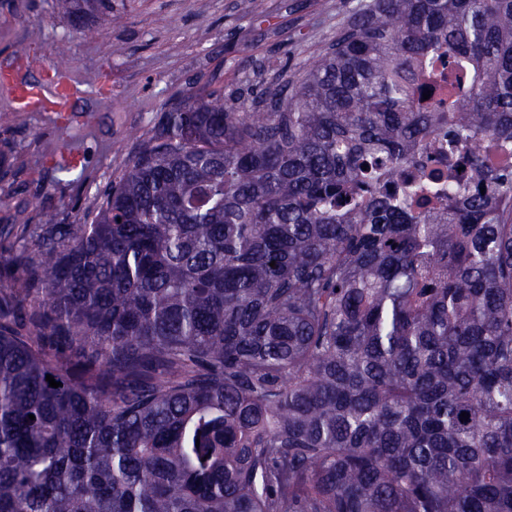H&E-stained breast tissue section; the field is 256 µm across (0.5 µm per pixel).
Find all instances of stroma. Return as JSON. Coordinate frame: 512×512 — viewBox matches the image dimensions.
<instances>
[{
  "mask_svg": "<svg viewBox=\"0 0 512 512\" xmlns=\"http://www.w3.org/2000/svg\"><path fill=\"white\" fill-rule=\"evenodd\" d=\"M359 0H265L256 18L247 0H97L72 24L56 0H0V68L20 42L54 60L66 47L83 94L86 124L60 137L48 115L16 109L0 89V228L93 218L112 182L134 160L167 102L224 89L260 95L279 75L297 77L326 54ZM120 23L105 21L107 13ZM110 75L113 107L90 87ZM82 176L56 182L45 158L71 147Z\"/></svg>",
  "mask_w": 512,
  "mask_h": 512,
  "instance_id": "35a3bbf8",
  "label": "stroma"
}]
</instances>
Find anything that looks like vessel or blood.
Instances as JSON below:
<instances>
[{"instance_id":"1","label":"vessel or blood","mask_w":512,"mask_h":512,"mask_svg":"<svg viewBox=\"0 0 512 512\" xmlns=\"http://www.w3.org/2000/svg\"><path fill=\"white\" fill-rule=\"evenodd\" d=\"M43 83L35 87L29 85L20 75H13L9 83L15 102L25 112H47L52 114L54 128L62 136H69L80 118L70 108V102L78 87L67 77L57 75L54 64L46 62L41 66Z\"/></svg>"}]
</instances>
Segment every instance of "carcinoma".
Masks as SVG:
<instances>
[{
	"instance_id": "carcinoma-1",
	"label": "carcinoma",
	"mask_w": 512,
	"mask_h": 512,
	"mask_svg": "<svg viewBox=\"0 0 512 512\" xmlns=\"http://www.w3.org/2000/svg\"><path fill=\"white\" fill-rule=\"evenodd\" d=\"M267 95L0 229V512H512V0H372Z\"/></svg>"
}]
</instances>
